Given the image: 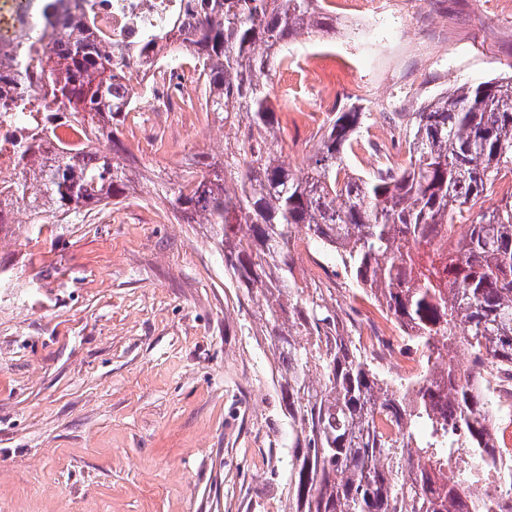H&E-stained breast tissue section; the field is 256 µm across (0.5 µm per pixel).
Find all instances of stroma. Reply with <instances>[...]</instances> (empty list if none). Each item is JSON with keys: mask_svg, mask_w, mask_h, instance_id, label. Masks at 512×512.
<instances>
[{"mask_svg": "<svg viewBox=\"0 0 512 512\" xmlns=\"http://www.w3.org/2000/svg\"><path fill=\"white\" fill-rule=\"evenodd\" d=\"M373 24L288 43L268 78L283 160L299 170L334 94L361 140L408 159L395 122L464 85L512 76V0H380ZM188 106L119 127L143 164L219 154ZM138 188L69 224L0 234V512H283L292 431L274 359L204 224H166ZM338 313L362 289L340 257Z\"/></svg>", "mask_w": 512, "mask_h": 512, "instance_id": "stroma-1", "label": "stroma"}]
</instances>
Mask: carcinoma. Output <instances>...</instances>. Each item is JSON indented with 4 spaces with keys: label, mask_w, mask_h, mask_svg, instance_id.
<instances>
[{
    "label": "carcinoma",
    "mask_w": 512,
    "mask_h": 512,
    "mask_svg": "<svg viewBox=\"0 0 512 512\" xmlns=\"http://www.w3.org/2000/svg\"><path fill=\"white\" fill-rule=\"evenodd\" d=\"M187 2L195 25L172 50L195 61L205 112L224 127L221 156H191L176 180L131 161L117 132L133 88L112 68L125 58L81 26L79 0H42L10 49L26 64L0 68V86L28 90L12 106L41 115L8 192L28 223L46 224L141 182L181 223L210 225L274 357L293 432L284 512H512V471L499 476L500 496H479L499 448L481 384L512 371V200L477 208L512 171V78L459 87L409 114V164L380 163L369 177L345 162L365 113L336 112L297 173L278 153L267 77L288 41L332 26L320 0ZM169 38L145 37L134 57H155ZM45 85L50 96L32 92ZM74 124L86 144L55 150L57 128ZM457 223L465 234L455 239ZM299 242L339 254L413 329L424 367L413 406L357 348L331 290L298 278ZM446 341L467 351V369L444 362Z\"/></svg>",
    "instance_id": "cac0c4a2"
}]
</instances>
